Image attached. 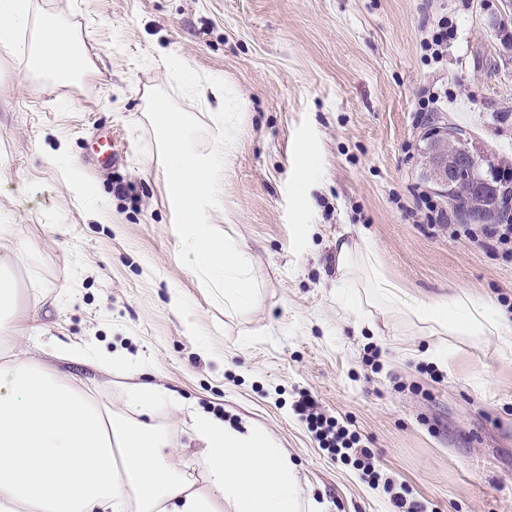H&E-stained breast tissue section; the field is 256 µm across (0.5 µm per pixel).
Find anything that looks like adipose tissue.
<instances>
[{
  "label": "adipose tissue",
  "instance_id": "ef3b65f1",
  "mask_svg": "<svg viewBox=\"0 0 512 512\" xmlns=\"http://www.w3.org/2000/svg\"><path fill=\"white\" fill-rule=\"evenodd\" d=\"M31 36L27 69L38 77L79 78L86 68L78 33L32 0H0V50ZM337 299L361 288L366 301L452 337L493 344L512 354V316L481 299L455 294L417 299L386 279L370 240L336 237ZM137 421L96 403L79 379L62 378L15 352L0 363V512H323L306 496L280 443L261 429L238 430L199 414L196 433L209 462L206 489L187 463L160 450L164 431L149 423L162 390L130 387Z\"/></svg>",
  "mask_w": 512,
  "mask_h": 512
}]
</instances>
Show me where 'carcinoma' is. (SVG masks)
I'll use <instances>...</instances> for the list:
<instances>
[{
  "label": "carcinoma",
  "instance_id": "carcinoma-1",
  "mask_svg": "<svg viewBox=\"0 0 512 512\" xmlns=\"http://www.w3.org/2000/svg\"><path fill=\"white\" fill-rule=\"evenodd\" d=\"M448 142V156L465 157L470 144L460 128ZM448 199L455 220L463 224H495L512 219V172L488 160L464 164L456 169L448 184Z\"/></svg>",
  "mask_w": 512,
  "mask_h": 512
}]
</instances>
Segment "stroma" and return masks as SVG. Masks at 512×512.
Here are the masks:
<instances>
[{
	"label": "stroma",
	"instance_id": "obj_1",
	"mask_svg": "<svg viewBox=\"0 0 512 512\" xmlns=\"http://www.w3.org/2000/svg\"><path fill=\"white\" fill-rule=\"evenodd\" d=\"M75 24L90 64L56 84L26 70L28 35L0 52V253L17 252L13 320L24 347L128 412L129 384L151 381L169 454L204 479L190 412L277 439L324 512H390L405 496L424 512H512V356L430 335L372 310L358 329L336 300L334 241L372 240L382 274L406 293L481 297L512 307V254L427 223L423 132L465 130L494 164L512 163V0H37ZM458 36L441 63L420 47L440 17ZM225 80L242 105L211 222L250 259L255 307L215 303L178 257L147 91L170 88L164 55ZM439 94L434 111L419 101ZM106 136L119 154L103 164ZM67 148L91 198L74 193ZM315 225L311 239L298 235ZM179 296L184 312L172 309ZM57 338L74 350L53 359ZM111 356L93 367L82 351ZM448 361L424 373L428 354ZM380 348L377 364L366 357ZM309 391L357 433L379 475L322 448L294 410Z\"/></svg>",
	"mask_w": 512,
	"mask_h": 512
}]
</instances>
